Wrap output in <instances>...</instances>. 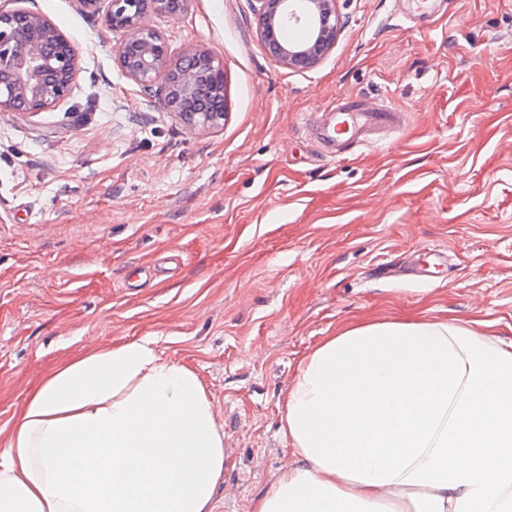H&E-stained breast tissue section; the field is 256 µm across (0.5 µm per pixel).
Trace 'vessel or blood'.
Returning a JSON list of instances; mask_svg holds the SVG:
<instances>
[{
  "instance_id": "b4317fda",
  "label": "vessel or blood",
  "mask_w": 512,
  "mask_h": 512,
  "mask_svg": "<svg viewBox=\"0 0 512 512\" xmlns=\"http://www.w3.org/2000/svg\"><path fill=\"white\" fill-rule=\"evenodd\" d=\"M408 113L392 109L387 99H362L342 105L327 121L313 127L312 134L326 144L331 160H340L370 135L404 126Z\"/></svg>"
}]
</instances>
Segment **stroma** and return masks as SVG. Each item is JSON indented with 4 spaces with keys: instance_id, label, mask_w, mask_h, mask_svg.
Segmentation results:
<instances>
[{
    "instance_id": "1",
    "label": "stroma",
    "mask_w": 512,
    "mask_h": 512,
    "mask_svg": "<svg viewBox=\"0 0 512 512\" xmlns=\"http://www.w3.org/2000/svg\"><path fill=\"white\" fill-rule=\"evenodd\" d=\"M79 55L54 109L0 115V431L59 364L154 338L224 429L214 512H249L291 457L298 361L362 321L482 320L512 342V0H337L308 70L265 51L252 0L150 20L170 61L224 63L221 127L187 131L74 0H15ZM380 94L408 126L325 160L312 112ZM437 276H414L435 250ZM392 268L389 277L379 267Z\"/></svg>"
}]
</instances>
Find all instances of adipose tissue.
Returning a JSON list of instances; mask_svg holds the SVG:
<instances>
[{"label": "adipose tissue", "instance_id": "obj_1", "mask_svg": "<svg viewBox=\"0 0 512 512\" xmlns=\"http://www.w3.org/2000/svg\"><path fill=\"white\" fill-rule=\"evenodd\" d=\"M291 461L250 512H512V343L482 322L366 321L300 360ZM224 431L146 338L58 365L12 418L0 512H214Z\"/></svg>", "mask_w": 512, "mask_h": 512}]
</instances>
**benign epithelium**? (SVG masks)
Here are the masks:
<instances>
[{"instance_id":"benign-epithelium-1","label":"benign epithelium","mask_w":512,"mask_h":512,"mask_svg":"<svg viewBox=\"0 0 512 512\" xmlns=\"http://www.w3.org/2000/svg\"><path fill=\"white\" fill-rule=\"evenodd\" d=\"M107 2L106 24L121 31L118 54L127 77L141 90L157 85L166 109L191 131L224 124V63L208 52L187 50L171 67L163 36L150 23L153 15L178 16L188 0H77L96 13ZM259 36L269 40L280 25H299L307 37L270 45L271 56L285 69H310L336 45L341 32L337 0H257ZM78 67L71 42L43 15L0 8V112L36 113L51 110L70 95Z\"/></svg>"}]
</instances>
